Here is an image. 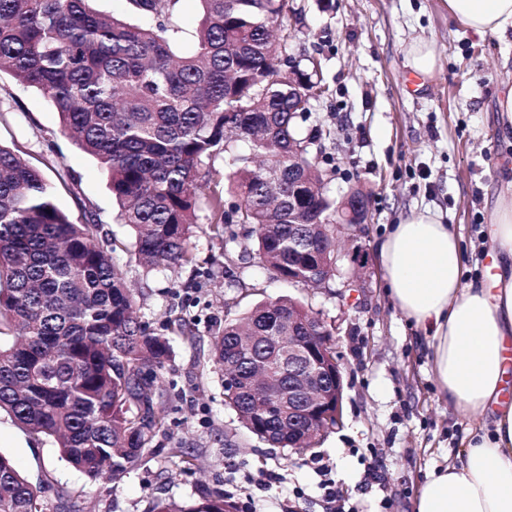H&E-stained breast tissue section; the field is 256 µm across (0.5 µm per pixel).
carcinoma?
Here are the masks:
<instances>
[{"mask_svg": "<svg viewBox=\"0 0 512 512\" xmlns=\"http://www.w3.org/2000/svg\"><path fill=\"white\" fill-rule=\"evenodd\" d=\"M94 0H0V73L37 89L57 110L72 141L109 179L120 219L148 268L195 263L191 237L199 194L213 161L239 203L225 209L214 192L211 238L235 242L230 224H251L260 263L288 280L307 278L322 252L312 227L333 230L336 199L309 196L288 210V141L305 148L298 113L288 111V73L278 61L288 30L287 0H199L190 46L173 17L177 0H129L135 22L108 16ZM260 163L233 153L231 131ZM94 222L74 224L55 189L15 151L0 145V411L37 436L91 481L136 466L166 431L158 377L169 338L148 332L114 253ZM313 312L279 298L256 306L212 336V355L237 374L225 402L254 435L273 446L312 447L288 432V411L268 412L250 389V366L283 361L288 317ZM314 344L335 352L328 324ZM0 512H46L42 487L0 454ZM150 512H239L222 491L193 502L154 500Z\"/></svg>", "mask_w": 512, "mask_h": 512, "instance_id": "cac0c4a2", "label": "carcinoma"}]
</instances>
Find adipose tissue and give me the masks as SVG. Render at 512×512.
Returning a JSON list of instances; mask_svg holds the SVG:
<instances>
[{"mask_svg":"<svg viewBox=\"0 0 512 512\" xmlns=\"http://www.w3.org/2000/svg\"><path fill=\"white\" fill-rule=\"evenodd\" d=\"M475 38L512 30V0H444ZM484 236L491 265L462 282L463 249L429 209L411 212L380 242L389 292L433 360L448 406L474 426L456 460L429 472L415 512H512V179Z\"/></svg>","mask_w":512,"mask_h":512,"instance_id":"ef3b65f1","label":"adipose tissue"}]
</instances>
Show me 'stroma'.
<instances>
[{
    "instance_id": "1",
    "label": "stroma",
    "mask_w": 512,
    "mask_h": 512,
    "mask_svg": "<svg viewBox=\"0 0 512 512\" xmlns=\"http://www.w3.org/2000/svg\"><path fill=\"white\" fill-rule=\"evenodd\" d=\"M288 9L291 53L318 58L330 86L297 130H327L319 156L326 188L338 199L357 186L368 192L371 221L342 236L339 273L323 288L288 284L253 258L225 277L219 245L203 231L211 222L204 203L192 239L195 265L149 271L130 250L120 254L140 321L171 338L163 374L168 428L137 467L92 483L50 440L1 413L0 454L43 487L46 512L64 499L84 512H146L154 497L186 502L204 488L223 490L241 512H414L425 474L454 460L473 426L439 392L424 341L388 292L377 244L389 225L427 207L462 239L463 281L480 274L484 227L504 179L495 104L500 87L512 83V35L475 39L441 0H288ZM419 39L432 42L439 59L424 83L404 59ZM0 144L56 187L57 204L73 223L95 217L99 242L133 245L106 174L63 133L43 95L5 73ZM352 275L358 286L350 290L344 283ZM283 296L332 325L343 373V424L302 455L269 445L238 422L211 358L218 328ZM177 318L186 320L192 339L174 328ZM176 448L191 454V469H179ZM329 486L336 502L326 498Z\"/></svg>"
}]
</instances>
